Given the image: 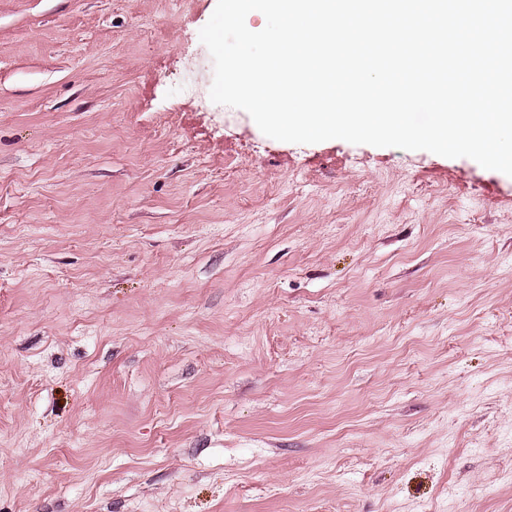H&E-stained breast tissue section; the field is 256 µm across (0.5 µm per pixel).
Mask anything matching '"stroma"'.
<instances>
[{"mask_svg": "<svg viewBox=\"0 0 512 512\" xmlns=\"http://www.w3.org/2000/svg\"><path fill=\"white\" fill-rule=\"evenodd\" d=\"M217 0H0V512H512V177L264 135Z\"/></svg>", "mask_w": 512, "mask_h": 512, "instance_id": "35a3bbf8", "label": "stroma"}]
</instances>
